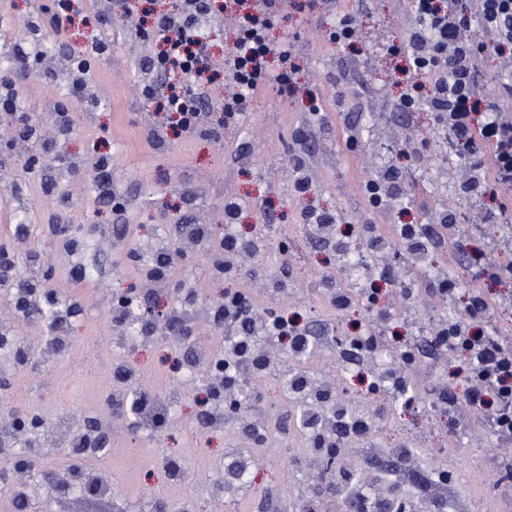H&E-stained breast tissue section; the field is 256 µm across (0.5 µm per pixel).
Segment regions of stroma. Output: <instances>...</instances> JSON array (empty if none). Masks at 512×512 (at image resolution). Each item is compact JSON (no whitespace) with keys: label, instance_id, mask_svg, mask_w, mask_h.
<instances>
[{"label":"stroma","instance_id":"stroma-1","mask_svg":"<svg viewBox=\"0 0 512 512\" xmlns=\"http://www.w3.org/2000/svg\"><path fill=\"white\" fill-rule=\"evenodd\" d=\"M300 3L288 0L271 31L291 45L295 92L269 85L210 134L164 126L156 114L169 80L147 67L156 41L138 30L129 0H0V72L12 73L16 42L31 54L30 73L17 78L18 112L0 116V248L11 249L19 225H29L27 247L15 256L20 278L82 308L62 351L23 363L19 352L47 328L12 316L0 291V335L15 342L13 355H0V413L71 427L94 419L112 429L104 461L86 464L108 494L73 497L40 484L22 509L12 486L24 474L16 470L0 482V512H155L159 502L181 512L189 500L196 512H353L360 498L369 512L403 504L409 512H512V438L467 404L471 379L456 374L451 351L431 344L439 328L457 323L512 345V311L499 306L512 296V279L487 277L482 260L512 259V229L493 219L491 194L460 191L472 160L449 159L437 114L393 107L398 90L382 44L405 40L409 0H318L311 11ZM63 8L73 23L60 29L54 16ZM343 14L357 22L352 50L328 39ZM78 57L89 65L80 92L72 88ZM21 112L39 134L21 137ZM60 112L71 115L63 134ZM402 139L410 156L396 150ZM103 157L112 162L106 186L95 170ZM34 160L38 173L21 177ZM300 160L309 168L302 189ZM388 171L396 174L393 199L369 203L366 182ZM228 200L240 205L232 224L224 221ZM312 210L334 217L330 238L305 222ZM444 211L456 224L439 245L400 238L401 225H432ZM180 224L255 247L232 275L218 277L208 242L183 244L174 232ZM60 225L85 226L75 249H63ZM156 253L175 262L156 303L167 314L191 302L194 333L187 340L157 333L131 347L112 307L118 294L140 288ZM81 267L94 279H81ZM335 288L350 296L347 308L337 309ZM228 291L246 292L260 314L296 319L312 350L302 355L255 331L254 348L271 352L275 364L245 378V415L204 427L198 398L206 382L186 376L182 361L202 348H229L211 316ZM477 293L488 308L474 318L468 309ZM368 327L377 349L349 359L351 338ZM122 366L133 373L129 392L165 403L161 428L121 418L113 392ZM308 409L324 417L343 409L366 425L339 448L331 470L303 425ZM244 447L246 486L215 499Z\"/></svg>","mask_w":512,"mask_h":512}]
</instances>
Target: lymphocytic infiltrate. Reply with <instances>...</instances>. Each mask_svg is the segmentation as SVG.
Here are the masks:
<instances>
[{
	"mask_svg": "<svg viewBox=\"0 0 512 512\" xmlns=\"http://www.w3.org/2000/svg\"><path fill=\"white\" fill-rule=\"evenodd\" d=\"M241 10L232 44L223 63L213 61L209 43L199 21L213 13V0H180L176 10L153 20L159 49L150 58L154 69L184 75L186 88L170 86L159 104L160 111L176 119L177 128L194 130L200 125L201 108L219 72H227L237 93L225 102L224 112L235 116L243 111L269 82L279 91L296 88L297 68L287 41L271 39L280 12V0H237ZM415 24L406 41L386 45L388 56L398 60L402 92L395 102L400 112L418 105L440 113L450 139L462 145L476 162L465 183L467 192L477 194L487 185L499 192L496 216L512 221V83H503L497 95L484 92L482 63L493 56L512 64V0H411ZM479 23L484 37L475 42L466 33ZM277 70H270V62ZM487 118L474 122L477 107ZM224 327L233 335L231 361L223 373L213 375L214 388L234 384L240 370L257 371L256 355L246 334L256 315L244 294L225 299L218 309ZM434 346L452 347L466 363L477 386L467 393L475 410H490L495 429L512 435V346L492 337L469 334L465 327L451 324L439 329Z\"/></svg>",
	"mask_w": 512,
	"mask_h": 512,
	"instance_id": "obj_1",
	"label": "lymphocytic infiltrate"
}]
</instances>
